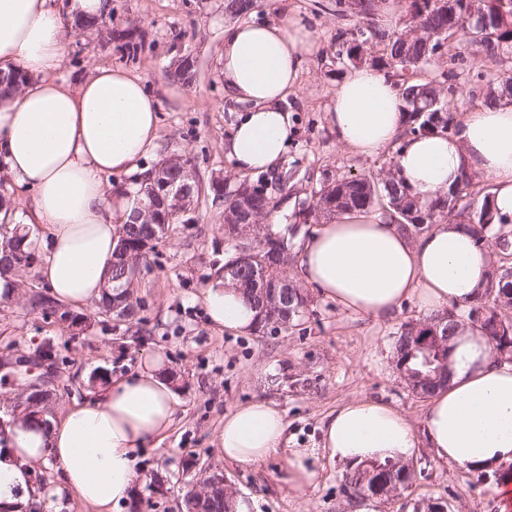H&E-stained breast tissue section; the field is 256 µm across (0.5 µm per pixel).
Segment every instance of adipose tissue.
<instances>
[{
	"instance_id": "1",
	"label": "adipose tissue",
	"mask_w": 512,
	"mask_h": 512,
	"mask_svg": "<svg viewBox=\"0 0 512 512\" xmlns=\"http://www.w3.org/2000/svg\"><path fill=\"white\" fill-rule=\"evenodd\" d=\"M108 0H0V67L24 72L16 91H0V163L29 196L26 221L41 225L46 258L39 275L58 303L101 300L133 195L111 192L106 179L137 171L156 146L162 100L183 105L169 87L150 91L137 73L98 67L78 85L56 77L65 46V18L107 14ZM318 38L297 17L241 21L224 28V92L249 108L224 141L237 171H274L292 133L284 107L295 93L305 51ZM337 143L363 157L396 146L398 177L424 198L449 192L462 167L492 185L496 221L512 223V102L466 112L452 135L404 136L406 116L397 80L362 65L337 83L327 108ZM489 246L467 225L440 223L411 239L384 211L346 212L321 225L299 252L303 282L343 310L384 319L416 301L432 313L464 310L483 287ZM212 324L245 332L256 312L242 291L223 281L203 290ZM448 374L430 397L422 426L374 400L345 402L324 421L322 448L357 465L413 455L427 443L433 457L457 468L500 470L494 487L500 512H512V361L497 359L486 336L466 318L449 342ZM161 355L107 386L98 398L73 403L60 419L17 422L0 451V508L20 512L34 500L62 504L75 496L87 512H118L139 477V453L163 440L178 404ZM288 423L275 404L255 400L225 415L217 452L235 464L286 456L285 483L300 491L315 473L305 449L288 445ZM49 461L58 477L37 483L32 463Z\"/></svg>"
}]
</instances>
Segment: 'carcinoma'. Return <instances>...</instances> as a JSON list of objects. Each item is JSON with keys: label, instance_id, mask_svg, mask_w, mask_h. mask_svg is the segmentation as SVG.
I'll return each instance as SVG.
<instances>
[{"label": "carcinoma", "instance_id": "1", "mask_svg": "<svg viewBox=\"0 0 512 512\" xmlns=\"http://www.w3.org/2000/svg\"><path fill=\"white\" fill-rule=\"evenodd\" d=\"M430 0H408L403 27L390 31L376 21L379 0H336L333 12L336 17H354V22L336 29L335 43L338 46L336 58L345 66L370 64L391 70L403 88L406 102V133L410 135L451 134L457 124L456 116L448 109V98L459 93L454 68L442 71L437 65L435 53L444 49L446 60L454 62L462 57L464 46H474L492 64H501L512 55V0H449L448 9L429 5ZM484 83L483 103L493 104L503 99L512 100V76L505 70L494 79ZM416 96L430 105L426 112H420L410 102ZM245 193L247 209L240 212L234 198L224 195V210L233 217L224 220V238L231 241L234 252L250 245L251 234L247 233L251 221L248 214L254 212L260 219H267L278 209V203L269 193V181L265 175L251 181L239 182ZM336 201L335 209L319 207L321 202ZM490 205V192L481 184L473 172L462 171L456 187L449 193L430 199H420L395 177V171L376 181L366 174L351 175L338 179H325L319 189H311L300 208L289 216L293 221L290 231L298 224H318L323 218H333L346 211L385 210L391 212L398 224H411L407 214L422 210L428 213V223L438 224L444 220H456L470 226L477 239L483 241L496 238L501 232L512 229L500 224L491 226L484 223L486 209ZM146 220L127 218L121 225L122 242L130 252L131 264L135 265L146 257L140 254ZM288 231V232H290ZM288 232L273 231L272 225L263 224L258 230L267 243H279L278 261L286 263L292 250ZM27 233L16 239L17 254L9 269H0V278L5 287L14 290L22 287L19 275L36 261L34 248L25 243ZM255 265L267 268V276L274 279L279 266L274 264L269 252L258 249L254 253ZM226 281L243 288L258 310L257 325L265 327L275 318L270 303L259 294L243 287V281L230 276ZM425 333H414V325H405L395 342L394 358L398 369L406 376L407 383L417 392L428 395L439 386L435 378L445 375L448 365L443 360L427 364L423 351L417 348ZM392 483L405 490L412 480V471L393 463H369L360 465L343 476L345 490L353 494L370 486L375 477Z\"/></svg>", "mask_w": 512, "mask_h": 512}]
</instances>
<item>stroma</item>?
<instances>
[{"label": "stroma", "mask_w": 512, "mask_h": 512, "mask_svg": "<svg viewBox=\"0 0 512 512\" xmlns=\"http://www.w3.org/2000/svg\"><path fill=\"white\" fill-rule=\"evenodd\" d=\"M335 0H258L250 18L271 21L293 13L319 36L320 48L307 56L300 89L288 99L293 140L284 157L319 186L324 176L349 173L385 177L392 151L364 159L341 149L325 112L345 69L336 61L333 37L343 21L332 12ZM226 0H112L113 37L71 29L58 78L74 83L98 66L123 67L142 74L150 87H177L186 106L161 105L159 139L143 161L151 167L180 154L202 187L221 179L242 180L224 155L240 104L225 100L221 63L224 27L235 15ZM192 58L197 75L191 86L172 74L175 62ZM494 70L484 56L469 49L457 61L462 87L449 100L455 115L473 104L467 94L478 75ZM196 221L180 225L160 242L134 284L144 323L138 333L116 326L95 307L84 308L90 329L79 336L30 304L42 291L36 270L23 274L16 300L0 302V359L33 352L41 344L52 351L54 376L48 386L49 412L58 415L75 400L92 399L101 378L118 377L142 367L147 356L161 354L176 376L175 423L159 447L141 455V477L134 499L140 512H181L191 484L217 472L247 512H358L360 503L343 489L345 467L332 462L321 447V423L343 401H382L421 423L426 398L408 386L394 362L393 345L403 325L427 322L415 302L403 304L383 320L353 316L306 289L307 308L286 329L253 328L244 333L212 325L204 308L192 300L211 282L214 266L229 245L217 209L202 206ZM254 400L274 402L288 422V445L313 452L316 478L297 493L283 483V458L234 465L215 452V435L226 414ZM413 478L408 489L390 499H376V512H415L441 502L448 512H499L493 488L496 473L461 471L436 461L420 448L409 458Z\"/></svg>", "instance_id": "1"}]
</instances>
